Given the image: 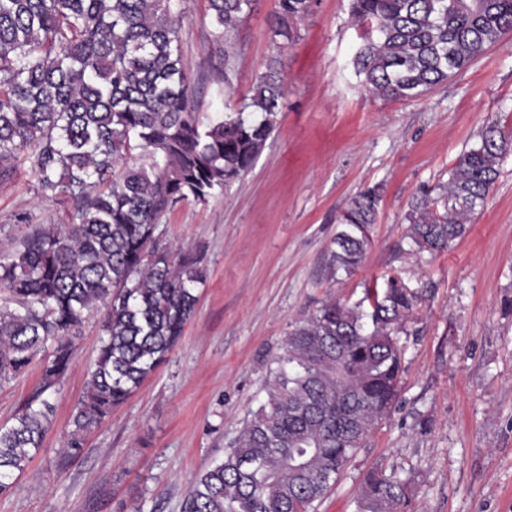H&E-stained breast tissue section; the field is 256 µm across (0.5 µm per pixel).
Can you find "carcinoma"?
I'll list each match as a JSON object with an SVG mask.
<instances>
[{
	"label": "carcinoma",
	"mask_w": 512,
	"mask_h": 512,
	"mask_svg": "<svg viewBox=\"0 0 512 512\" xmlns=\"http://www.w3.org/2000/svg\"><path fill=\"white\" fill-rule=\"evenodd\" d=\"M257 0H208L228 38ZM312 0H279L278 45L299 39ZM183 0H0V185L26 165L40 195L73 211L0 261V379L42 361L39 392L0 426V493L41 446L55 407L44 393L68 372L73 331L101 304L97 358L68 441L124 403L172 351L206 282L202 258L174 256L157 229L179 205L203 203L251 170L277 125L285 87L272 60L235 114L196 117L181 42ZM362 28L353 58L371 96L427 95L512 33V0H350ZM512 153L496 122L460 155L448 181L408 213L410 245L430 253L463 238ZM377 187L338 218L329 264L352 275L371 245ZM420 302L397 275L349 305L330 299L289 333L267 404L224 460L197 476L183 512H315L331 483L399 395L400 334ZM356 512H413L409 479L376 468Z\"/></svg>",
	"instance_id": "1"
}]
</instances>
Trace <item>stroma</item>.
Masks as SVG:
<instances>
[{"instance_id":"1","label":"stroma","mask_w":512,"mask_h":512,"mask_svg":"<svg viewBox=\"0 0 512 512\" xmlns=\"http://www.w3.org/2000/svg\"><path fill=\"white\" fill-rule=\"evenodd\" d=\"M277 10L278 0H258L228 50L207 0H187L182 51L200 124L234 111L274 58L286 81L280 121L243 179L208 202L182 204L159 227L173 253L202 255L207 269L178 345L69 455L72 414L97 356L101 315L92 312L67 376L47 393L53 423L0 494V512H182L191 481L223 460L266 403L292 328L323 302L355 303L390 275L425 291L401 337L399 402L316 512H353L377 467L414 475L415 512H512V154L447 250L411 248L406 219L487 122L512 132V37L428 95L386 101L354 73L360 31L350 0H314L289 46L269 37ZM375 185L382 202L366 258L355 274L333 275L337 217ZM21 213L36 224L71 218L39 197L21 167L0 186L1 258L28 230ZM40 377L36 361L0 381V426L21 413Z\"/></svg>"}]
</instances>
